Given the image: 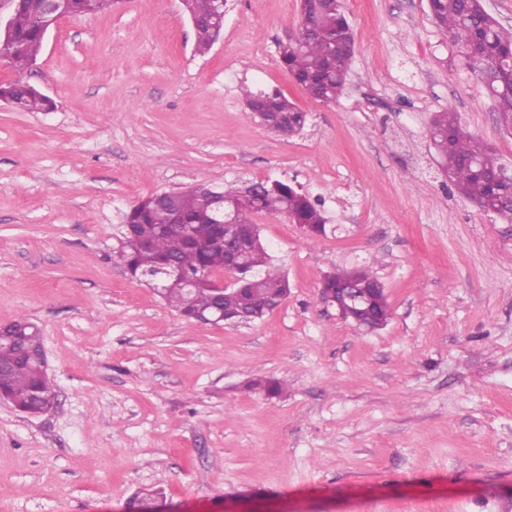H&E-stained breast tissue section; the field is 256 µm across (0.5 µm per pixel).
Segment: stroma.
I'll return each mask as SVG.
<instances>
[{"label":"stroma","instance_id":"obj_1","mask_svg":"<svg viewBox=\"0 0 512 512\" xmlns=\"http://www.w3.org/2000/svg\"><path fill=\"white\" fill-rule=\"evenodd\" d=\"M348 84L315 101L279 58L299 0H229L195 50L180 0L60 21L24 74L53 102L0 101V324L41 329L57 404L0 405V512H512V224L444 182L429 128L453 110L512 167V130L428 0H343ZM276 88L301 134L264 127ZM280 180L323 206L312 242L254 217L282 303L189 321L112 262L129 207L204 184ZM366 266L388 324L320 298ZM273 377L280 396L246 389ZM245 95L247 103L254 104L258 110L255 112L256 118L269 130L288 129V133L293 135L303 129L306 114L280 92H246Z\"/></svg>","mask_w":512,"mask_h":512}]
</instances>
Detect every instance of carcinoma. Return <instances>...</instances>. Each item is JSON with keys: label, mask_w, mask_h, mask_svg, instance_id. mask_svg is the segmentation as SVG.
I'll list each match as a JSON object with an SVG mask.
<instances>
[{"label": "carcinoma", "mask_w": 512, "mask_h": 512, "mask_svg": "<svg viewBox=\"0 0 512 512\" xmlns=\"http://www.w3.org/2000/svg\"><path fill=\"white\" fill-rule=\"evenodd\" d=\"M116 0L96 5L90 0H68L72 14H86L95 8L100 12L112 9ZM186 15L194 17L197 50L209 51L220 30L210 16L205 0H192L183 5ZM429 11L435 23L454 44H461L459 56L475 75L495 72L494 80L485 87L494 100L501 123L512 127V29H508L490 13L482 0H430ZM47 23L38 8L25 4L16 11L11 29L0 33V43L12 49L10 64L18 78L3 84L4 95L15 101L22 112H42L51 101L35 87L23 81L21 75L35 62L43 46V31ZM280 61L296 82L314 100L332 102L345 90L352 59L354 36L345 14L342 0H300V19L292 39L279 46ZM247 103L257 108L256 118L271 131L286 129L295 134L303 129L306 114L278 91L246 93ZM430 139L439 165L448 172V179L467 199L488 201L494 213L512 224V192L508 187H495L482 175L486 169L499 165L494 149L480 138L466 132L451 110L437 113L431 121ZM224 209L234 223L225 229L227 235L245 240L241 254V274L249 283L244 295H215L205 280L195 286L189 281L203 265L213 269L224 267V252L199 250L178 230L164 231L170 223V207L149 196L133 204L125 218L135 225V236L120 241L112 251V261L123 266L132 277L157 266L165 260L179 263L183 275L170 277L159 288L163 301L181 316L192 319L197 311L218 308L224 321L233 322L249 315L250 321L262 319L267 310L276 307L288 291V280L268 269L269 253L253 216L260 213L290 214L301 224H310L316 240L325 234V216L320 205L307 194L288 183L276 181L256 183V189L245 191L240 185L223 189ZM176 208L192 222L195 232L203 236L209 228L212 214L209 197L186 192L176 198ZM43 352L40 330L31 319L21 314L6 323V334H0V390L27 414L41 412L54 393L51 381L42 374L39 358ZM249 389H261L267 396L282 393L279 380L261 378L247 384Z\"/></svg>", "instance_id": "carcinoma-1"}]
</instances>
